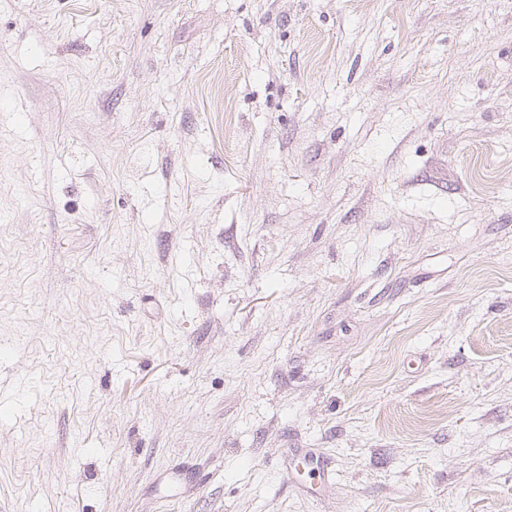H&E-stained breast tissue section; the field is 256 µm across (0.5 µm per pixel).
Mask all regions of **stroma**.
Listing matches in <instances>:
<instances>
[{"instance_id": "obj_1", "label": "stroma", "mask_w": 512, "mask_h": 512, "mask_svg": "<svg viewBox=\"0 0 512 512\" xmlns=\"http://www.w3.org/2000/svg\"><path fill=\"white\" fill-rule=\"evenodd\" d=\"M16 377L0 512H512V0H0Z\"/></svg>"}]
</instances>
